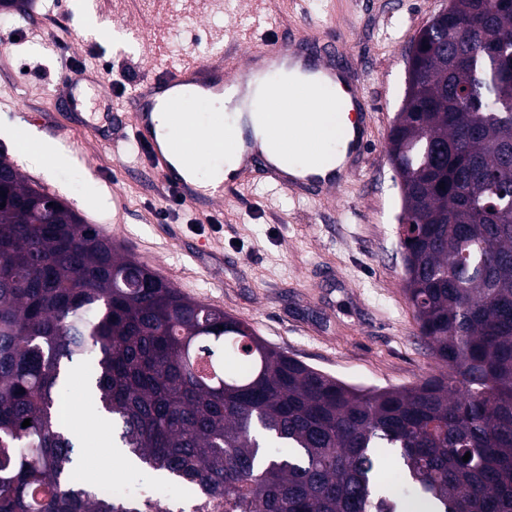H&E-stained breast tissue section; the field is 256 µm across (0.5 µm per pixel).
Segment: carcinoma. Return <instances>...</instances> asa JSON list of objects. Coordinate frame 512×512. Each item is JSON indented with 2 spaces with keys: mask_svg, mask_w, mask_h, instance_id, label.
Wrapping results in <instances>:
<instances>
[{
  "mask_svg": "<svg viewBox=\"0 0 512 512\" xmlns=\"http://www.w3.org/2000/svg\"><path fill=\"white\" fill-rule=\"evenodd\" d=\"M455 2L440 26L466 62L420 30L422 80L390 132L410 187L404 292L444 367L412 385L350 384L271 347L0 155V512L152 507L78 483L56 419L75 360L118 447L224 512H512V0Z\"/></svg>",
  "mask_w": 512,
  "mask_h": 512,
  "instance_id": "cac0c4a2",
  "label": "carcinoma"
}]
</instances>
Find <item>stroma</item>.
<instances>
[{"label": "stroma", "instance_id": "35a3bbf8", "mask_svg": "<svg viewBox=\"0 0 512 512\" xmlns=\"http://www.w3.org/2000/svg\"><path fill=\"white\" fill-rule=\"evenodd\" d=\"M32 0L23 13H0V152L29 184L50 190L87 224H104L112 240L186 297L247 321L267 344L351 384L408 386L439 368L420 337L403 291L398 217L400 181L388 135L406 90L409 51L446 0ZM276 31L333 34L357 68L372 107L365 169L322 201L299 198L255 180L224 193L223 221L210 224L188 206H170L169 190L146 171L134 140L101 144L92 126H109L124 110L126 74L186 50L244 52L255 15ZM27 38L11 39L16 27ZM64 42L51 54L44 39ZM96 72L114 67L111 96L84 88L77 110L84 127L65 125L54 92L67 58ZM57 141V158L32 165L15 133ZM168 208L166 219L157 212ZM86 370L73 363L59 396L73 409L81 441L80 480L149 484L143 472L119 469L112 428L86 406Z\"/></svg>", "mask_w": 512, "mask_h": 512}]
</instances>
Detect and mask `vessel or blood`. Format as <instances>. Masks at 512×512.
I'll use <instances>...</instances> for the list:
<instances>
[{
	"label": "vessel or blood",
	"instance_id": "b4317fda",
	"mask_svg": "<svg viewBox=\"0 0 512 512\" xmlns=\"http://www.w3.org/2000/svg\"><path fill=\"white\" fill-rule=\"evenodd\" d=\"M246 70H239L236 54L227 52L204 60L162 62L150 74L137 81L126 95L132 137L145 153L147 168L162 184L173 190L196 212L215 215L216 204L224 196L223 188H211L188 181L175 165L176 157L187 155L186 132L195 130L190 111L196 101L195 91L222 96L241 105L243 92L257 76H269L281 69L299 65L301 71L317 75L325 86L348 80L349 64L337 45L313 40L303 34L290 38H265L249 48ZM169 108V122L174 130L167 139L155 134L153 115L160 104ZM289 111L278 107L267 122L266 136L283 152L299 149L311 158L320 154V133L310 122L289 121ZM205 131L223 134L225 140L241 152L245 175L258 178L279 189L311 199H318L327 189L336 188L357 176L369 144L366 127H359L347 148V162L341 172L298 176L286 172L279 161L257 150L238 129L227 123L224 113L211 112L203 125Z\"/></svg>",
	"mask_w": 512,
	"mask_h": 512
}]
</instances>
